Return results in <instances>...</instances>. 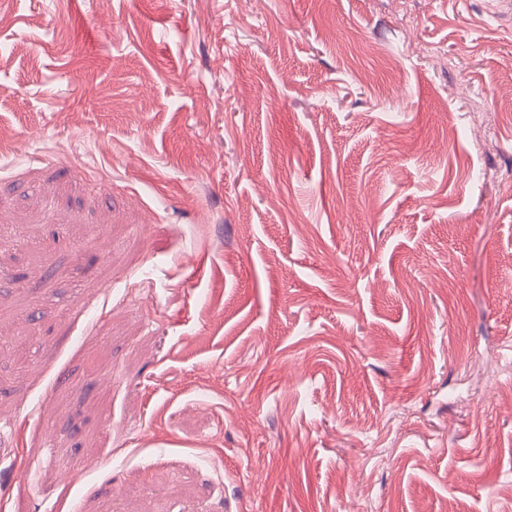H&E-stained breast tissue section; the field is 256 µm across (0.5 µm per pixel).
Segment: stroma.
I'll return each mask as SVG.
<instances>
[{
    "mask_svg": "<svg viewBox=\"0 0 512 512\" xmlns=\"http://www.w3.org/2000/svg\"><path fill=\"white\" fill-rule=\"evenodd\" d=\"M511 356L488 0H0V512H512Z\"/></svg>",
    "mask_w": 512,
    "mask_h": 512,
    "instance_id": "1",
    "label": "stroma"
}]
</instances>
